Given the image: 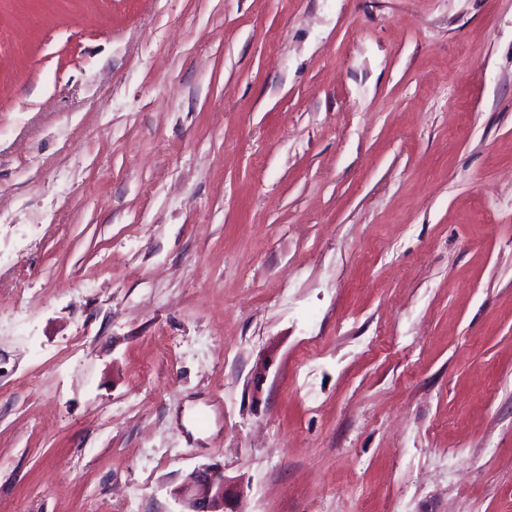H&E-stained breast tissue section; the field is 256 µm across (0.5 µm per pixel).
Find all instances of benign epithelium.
Segmentation results:
<instances>
[{"label": "benign epithelium", "mask_w": 512, "mask_h": 512, "mask_svg": "<svg viewBox=\"0 0 512 512\" xmlns=\"http://www.w3.org/2000/svg\"><path fill=\"white\" fill-rule=\"evenodd\" d=\"M232 482L218 466H204L190 473L178 494L185 506L184 512H240L230 507L229 490Z\"/></svg>", "instance_id": "obj_1"}]
</instances>
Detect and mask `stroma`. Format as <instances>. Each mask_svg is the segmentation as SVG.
I'll use <instances>...</instances> for the list:
<instances>
[{
    "label": "stroma",
    "mask_w": 512,
    "mask_h": 512,
    "mask_svg": "<svg viewBox=\"0 0 512 512\" xmlns=\"http://www.w3.org/2000/svg\"><path fill=\"white\" fill-rule=\"evenodd\" d=\"M512 512V0H0V512ZM232 488L223 468L213 465L198 468L179 488L178 494L186 509L183 512H243L229 507V490Z\"/></svg>",
    "instance_id": "35a3bbf8"
}]
</instances>
